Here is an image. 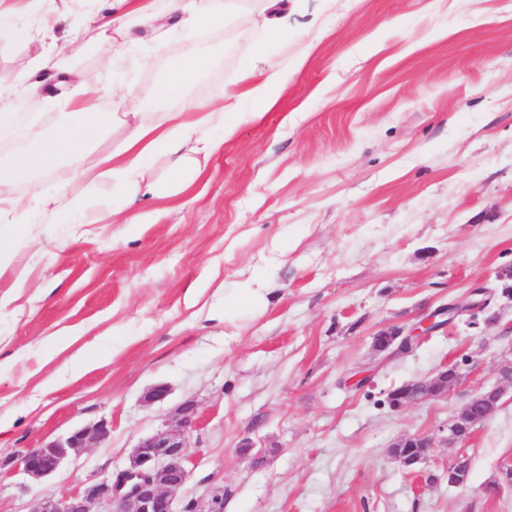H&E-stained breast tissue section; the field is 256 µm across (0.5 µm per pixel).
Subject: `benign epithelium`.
<instances>
[{"label":"benign epithelium","instance_id":"1","mask_svg":"<svg viewBox=\"0 0 512 512\" xmlns=\"http://www.w3.org/2000/svg\"><path fill=\"white\" fill-rule=\"evenodd\" d=\"M460 312L461 309L456 307L439 309L423 318L421 327L410 330L405 336L400 330L390 332L391 341L397 343V350L405 351L411 346V337L431 333L433 319L445 314L453 318ZM459 380L460 374L455 368L443 365L430 380L407 383L400 393L398 406L437 397L448 392V388ZM500 399L501 390L497 387L473 394L461 415L447 426L444 441L450 445L466 443L472 429L497 411ZM180 413L177 427L139 442L130 453L129 465L115 478L87 482L61 497L46 495L36 498L30 512H95L94 507L102 503L110 506L108 512H173L174 500L190 475L187 469L188 434L194 426V404H184ZM107 433L104 422L77 430L62 441L18 453V465L31 481L40 482L56 473L71 454L89 447L92 441Z\"/></svg>","mask_w":512,"mask_h":512}]
</instances>
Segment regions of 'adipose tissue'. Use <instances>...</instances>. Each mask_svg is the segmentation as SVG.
<instances>
[{
  "mask_svg": "<svg viewBox=\"0 0 512 512\" xmlns=\"http://www.w3.org/2000/svg\"><path fill=\"white\" fill-rule=\"evenodd\" d=\"M99 2L94 16L67 30V45L88 46L108 39L120 53L137 42L141 29L159 43L176 29L187 39L152 100L141 102L134 90H126L124 96L133 100L134 108L122 114L101 111L95 99L69 93L72 85L90 87V76L70 68L57 54L56 42L28 39L32 63L57 70L66 88L54 96L60 111L50 137L39 147L15 151L0 165V188L10 190L9 195H0V275L12 273L17 288L25 287L29 278L27 269L16 263L17 225L29 223L35 215L52 224L148 223L154 214L139 211L137 200L183 193L188 174L201 173L225 139L234 134V126L224 122L225 113L243 109L249 117L260 116L274 106V91L286 80V71L265 63L263 51L264 42L288 36L284 0H261L255 24L262 38L241 44L244 56L254 61L243 76L246 90L222 94L213 101L188 96L189 87L210 66L193 36L223 24L227 14L240 10L241 0H169L163 12L155 9L153 0ZM117 123L128 127L125 140L116 148L104 147L105 132ZM160 155L169 160L170 178L164 185L144 179L145 170ZM46 176L54 177L53 186L43 184ZM105 182L119 190L121 201L99 209L87 198Z\"/></svg>",
  "mask_w": 512,
  "mask_h": 512,
  "instance_id": "obj_1",
  "label": "adipose tissue"
}]
</instances>
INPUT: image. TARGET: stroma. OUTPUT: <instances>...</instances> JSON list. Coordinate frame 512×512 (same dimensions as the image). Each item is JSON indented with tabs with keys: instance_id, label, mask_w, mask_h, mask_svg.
I'll return each mask as SVG.
<instances>
[{
	"instance_id": "stroma-1",
	"label": "stroma",
	"mask_w": 512,
	"mask_h": 512,
	"mask_svg": "<svg viewBox=\"0 0 512 512\" xmlns=\"http://www.w3.org/2000/svg\"><path fill=\"white\" fill-rule=\"evenodd\" d=\"M248 17L198 34L220 54L193 97L244 90ZM288 27L265 46L288 71L275 107L225 115L234 135L170 213L19 227L31 271L0 309V512L111 478L189 401L175 512H512V299L497 286L512 267V0H288ZM27 29L0 28L2 83L31 70ZM181 47L66 53L92 75L113 57L98 105L124 112L122 87L149 98ZM53 116L35 98L0 152L42 141ZM255 272L252 304L238 288ZM479 284L489 313L375 349ZM446 362L458 386L390 408V389ZM156 386L166 398L145 402ZM493 386L497 412L460 451L469 481L450 485L444 430ZM102 421L107 436L41 483L17 470L20 451ZM414 434L434 446L409 469L392 450Z\"/></svg>"
}]
</instances>
